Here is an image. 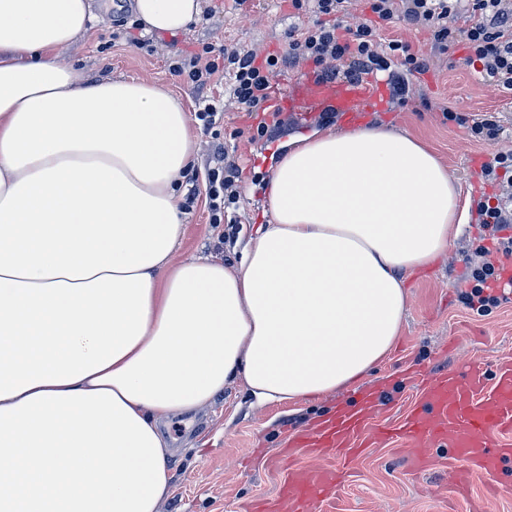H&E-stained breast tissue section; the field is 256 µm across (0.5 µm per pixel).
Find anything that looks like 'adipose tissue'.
<instances>
[{"label":"adipose tissue","instance_id":"adipose-tissue-1","mask_svg":"<svg viewBox=\"0 0 512 512\" xmlns=\"http://www.w3.org/2000/svg\"><path fill=\"white\" fill-rule=\"evenodd\" d=\"M134 9L177 32L200 0ZM99 19L0 0V512H158L170 418L238 379L259 405L356 388L459 221L420 141L326 129L290 142L235 267L177 259L196 136L167 87L64 60Z\"/></svg>","mask_w":512,"mask_h":512}]
</instances>
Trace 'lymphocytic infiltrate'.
I'll return each mask as SVG.
<instances>
[{
    "instance_id": "lymphocytic-infiltrate-1",
    "label": "lymphocytic infiltrate",
    "mask_w": 512,
    "mask_h": 512,
    "mask_svg": "<svg viewBox=\"0 0 512 512\" xmlns=\"http://www.w3.org/2000/svg\"><path fill=\"white\" fill-rule=\"evenodd\" d=\"M354 0H290L295 13H311L312 23L289 28L283 55L258 57L250 50L208 44L201 51L171 56L169 70L186 82L197 96V118L206 129L219 126L224 103L212 89L225 83L230 96L249 116L257 117V132L264 135L283 121L271 105V76L279 68L304 60L323 79L386 77L399 100H406L412 77L430 68L431 54H445L464 44V64L482 80L512 94V0H370L372 16L355 26L346 17ZM396 25L423 27L431 51L422 53L404 40L383 38ZM471 137L490 142L480 165L484 187L476 207V222L491 242L492 260L472 267L463 299L469 307L497 306L493 290L501 278L504 260L512 259V151L496 149L499 122L485 115L473 119ZM212 167L205 174L206 200L211 221L223 223L224 208L239 197L240 167L228 159L220 141L211 144Z\"/></svg>"
}]
</instances>
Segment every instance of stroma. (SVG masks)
<instances>
[{"label":"stroma","instance_id":"35a3bbf8","mask_svg":"<svg viewBox=\"0 0 512 512\" xmlns=\"http://www.w3.org/2000/svg\"><path fill=\"white\" fill-rule=\"evenodd\" d=\"M124 0H112L104 20L74 44L66 57L84 77L152 81L168 86L195 112L192 90L173 76L166 58L180 50L191 51L204 44H233L266 55L282 51L289 26L308 23L305 15H292L286 0H203L198 21L174 34L139 31L154 48L132 45L119 24ZM463 48L432 59L431 70L414 78L406 104L387 103L379 112L347 115L333 113L330 122L319 117L296 120L286 117L274 136L258 135L252 118L226 102L220 139L229 158L243 170L240 197L224 214L225 222L208 221L205 199V168L211 133L200 121L192 127L199 139V153L179 188L185 213V232L178 247L181 258L209 257L227 266L236 265L241 251L261 224L267 223L266 186L274 165L288 140L329 126L342 131L366 124L385 126L418 138L447 167L454 178L461 203L469 210L447 251L427 270L406 279L407 306L393 350L362 382V389L393 391L394 402L374 411L375 424L395 423L412 409L417 391L409 382L417 371L439 374L461 368L474 357L492 361L512 356V298L486 311L467 306L460 288L467 261H479L484 245L475 224L474 207L479 197L478 171L488 146L471 137L467 120L491 114L498 117L503 132L497 148L512 150V96L486 85L463 65ZM456 110L446 117L440 104ZM235 229H228V222ZM350 392L340 389L317 401L260 407L243 381L225 388L216 404L199 415L178 416L165 432L174 441L169 459L172 493L160 512H261L263 502L273 498L287 471L313 469L323 457L299 449L288 453L292 435L313 428L334 408L348 405ZM352 477L344 483L333 512H471L480 501L483 512H512V497L488 495L489 479L474 475L469 497H437L432 485L444 483L440 470L421 474L411 470L402 443L366 449L352 463Z\"/></svg>","mask_w":512,"mask_h":512}]
</instances>
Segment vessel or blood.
<instances>
[{
  "label": "vessel or blood",
  "instance_id": "1",
  "mask_svg": "<svg viewBox=\"0 0 512 512\" xmlns=\"http://www.w3.org/2000/svg\"><path fill=\"white\" fill-rule=\"evenodd\" d=\"M274 100L303 117L312 112H365L378 99L368 78L323 80L310 74L290 82ZM419 406L401 425L371 428L365 413L342 412L321 424L314 433L294 439L298 448L318 453L343 450L354 456L363 434L385 441H404L411 449L415 471L439 468L447 472L459 495H468L473 474L500 475L512 469V359L488 367L470 361L463 372L427 376L414 374ZM342 464L316 471L297 469L282 482L276 512H324L344 478Z\"/></svg>",
  "mask_w": 512,
  "mask_h": 512
}]
</instances>
